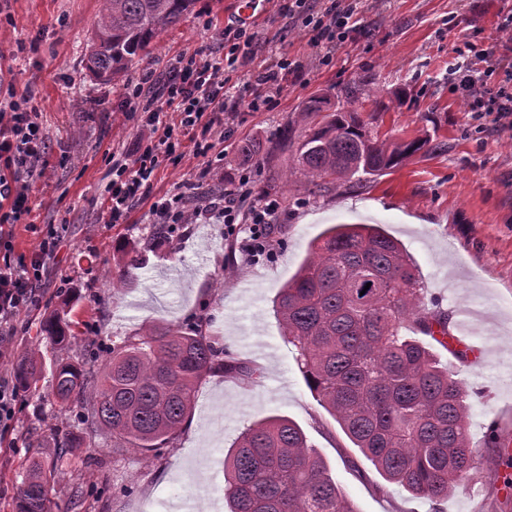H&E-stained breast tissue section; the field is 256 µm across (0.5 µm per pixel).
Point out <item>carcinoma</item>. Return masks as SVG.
I'll use <instances>...</instances> for the list:
<instances>
[{
    "mask_svg": "<svg viewBox=\"0 0 512 512\" xmlns=\"http://www.w3.org/2000/svg\"><path fill=\"white\" fill-rule=\"evenodd\" d=\"M195 0H101L88 70L111 81L175 26ZM350 107L314 95L279 133L295 151L309 191L335 190L380 176L439 148L428 136L381 139ZM324 112L321 122L313 117ZM369 289H364V286ZM425 286L408 251L378 224H333L274 299L286 341L295 347L316 402L379 475L412 497L441 502L477 469L468 433L465 386L439 366L428 346L404 329L448 348V316L427 308ZM67 312L42 321L52 345L73 339ZM216 336L196 322L152 325L112 345L98 369L72 360L53 366V394L78 407L112 438V453L161 456L187 423L198 386L213 374L256 380L257 370L227 359ZM30 349L12 364L19 388L39 380ZM59 469L33 457L14 512H47ZM229 512H357L304 431L274 415L247 427L224 464Z\"/></svg>",
    "mask_w": 512,
    "mask_h": 512,
    "instance_id": "cac0c4a2",
    "label": "carcinoma"
}]
</instances>
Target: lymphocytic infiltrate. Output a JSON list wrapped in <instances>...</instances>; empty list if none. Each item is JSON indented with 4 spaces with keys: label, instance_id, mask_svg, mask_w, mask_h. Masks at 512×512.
<instances>
[{
    "label": "lymphocytic infiltrate",
    "instance_id": "obj_1",
    "mask_svg": "<svg viewBox=\"0 0 512 512\" xmlns=\"http://www.w3.org/2000/svg\"><path fill=\"white\" fill-rule=\"evenodd\" d=\"M361 2L326 0L317 8L309 0H285L283 11L303 15L310 44L322 49L328 61L346 39L349 22ZM257 47L256 35L248 27L231 26L224 30L223 56L192 59L165 78L156 80L148 75L123 87V97L139 112L149 136L134 149L133 161L118 160L112 165L109 223H126L131 202L152 180L160 159L176 154L181 136L190 137L198 155L208 156L214 147V134L224 126L232 80L254 60ZM456 54L462 62L454 73L469 111L511 116L512 61L496 57L494 49L470 43L457 49ZM480 61L485 64L481 70L476 67ZM170 112L177 114V123L166 121ZM47 153L48 136L28 91L7 88L5 100L0 101V344L10 338L14 318L35 302V284L43 275L45 260L59 246L56 231L49 228L43 231L28 263L17 267L10 259L11 228L31 212L29 182L44 166ZM250 197L248 180L243 177L236 189L225 191L208 207L189 211L181 196H164L153 203L151 214L159 224L221 220L225 234L240 236L244 255L256 263L272 253L271 228L279 204L269 200L258 205Z\"/></svg>",
    "mask_w": 512,
    "mask_h": 512
}]
</instances>
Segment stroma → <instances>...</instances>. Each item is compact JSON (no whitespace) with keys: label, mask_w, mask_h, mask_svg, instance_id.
Masks as SVG:
<instances>
[{"label":"stroma","mask_w":512,"mask_h":512,"mask_svg":"<svg viewBox=\"0 0 512 512\" xmlns=\"http://www.w3.org/2000/svg\"><path fill=\"white\" fill-rule=\"evenodd\" d=\"M279 7V0H196L152 54L105 82L86 67L101 0H0V81L31 91L49 142L47 165L33 180L31 213L13 228L11 260L28 262L36 249L32 225H55L62 238L36 284L38 303L20 313L10 338L11 353L38 347L47 367L35 391L19 392L11 427L0 436V512H13L32 442L50 448L65 432L83 445L59 464L50 512H227L224 458L246 427L273 415L302 427L358 512H498L512 498V488L489 477L512 470L486 445L493 423L512 443V127L491 116L475 119L451 81L456 45L490 46L512 36L499 27L512 0H365L350 39L326 64L300 21L280 17ZM238 22L263 42L243 74L282 57L301 62L302 73L270 89L266 109L252 112L241 101L225 113V136L214 142L224 159L216 168L185 145L179 160L161 162L127 223H106L112 157L145 134L139 113L121 99L123 84L162 75L200 50L222 56L224 29ZM20 40L35 42L36 51L18 52ZM360 78L370 89L363 107L374 131L407 140L424 130L439 151L316 195L303 179L282 182L293 156L276 141L288 117L312 94L336 95ZM244 174L252 202L280 204L273 258L248 263L223 225L170 226L150 215L159 197L180 193L208 203L215 185L237 188ZM333 224L381 225L416 262L428 307L445 312L452 325L459 309L479 315L466 342L483 349V366L449 349L438 355L471 393L468 427L482 473L438 505L385 483L362 458L313 399L281 333L274 298L312 240ZM131 253L139 261L128 262ZM61 307L77 323L76 338L53 346L39 325ZM199 316L260 378H206L187 426L163 457L115 454L111 439L81 412L60 408L50 362L81 360L88 344L118 343L146 325Z\"/></svg>","instance_id":"1"}]
</instances>
